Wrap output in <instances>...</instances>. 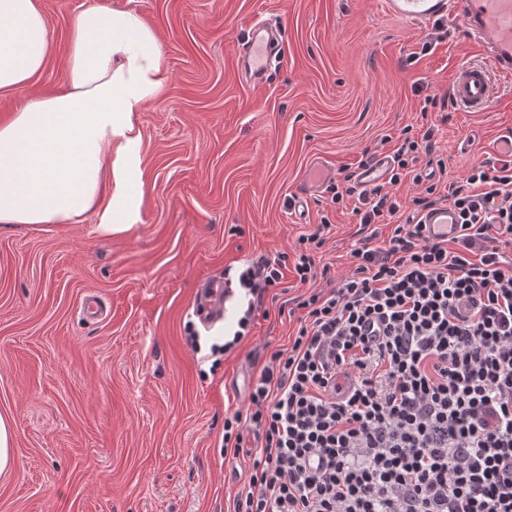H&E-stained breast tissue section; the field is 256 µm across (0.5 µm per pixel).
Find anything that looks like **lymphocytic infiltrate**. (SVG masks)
<instances>
[{
    "instance_id": "obj_1",
    "label": "lymphocytic infiltrate",
    "mask_w": 512,
    "mask_h": 512,
    "mask_svg": "<svg viewBox=\"0 0 512 512\" xmlns=\"http://www.w3.org/2000/svg\"><path fill=\"white\" fill-rule=\"evenodd\" d=\"M432 138L404 140L389 180L359 194L338 287L312 289L326 217L238 272L247 308L228 350L286 278L310 293L290 346L224 417L225 454L253 459L232 512H512V162L475 164L440 198L411 170ZM406 175L423 188L408 203ZM443 201L460 218L448 240L423 222Z\"/></svg>"
}]
</instances>
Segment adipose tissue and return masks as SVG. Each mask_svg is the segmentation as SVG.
<instances>
[{"label":"adipose tissue","instance_id":"ef3b65f1","mask_svg":"<svg viewBox=\"0 0 512 512\" xmlns=\"http://www.w3.org/2000/svg\"><path fill=\"white\" fill-rule=\"evenodd\" d=\"M38 0H0V92L28 85L50 54ZM68 82L0 124V225L76 223L102 212L96 233L139 220L141 133L136 115L163 86L162 48L130 11L92 7L72 26ZM113 191L98 199L103 172Z\"/></svg>","mask_w":512,"mask_h":512}]
</instances>
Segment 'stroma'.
<instances>
[{
    "label": "stroma",
    "instance_id": "1",
    "mask_svg": "<svg viewBox=\"0 0 512 512\" xmlns=\"http://www.w3.org/2000/svg\"><path fill=\"white\" fill-rule=\"evenodd\" d=\"M51 52L27 86L0 94V124L31 98L63 89L75 17L90 7L134 12L157 35L166 81L137 115L140 219L109 237L99 213L77 224L0 229V415L16 434L15 472L0 475V512H229L247 456L225 459L224 414L295 328L277 305L250 336L214 356L241 315L194 313L205 278L261 254L292 252L321 216L328 279L351 265L354 198L293 196L323 161L341 188L402 134L433 131L439 187L499 157L512 132V86L487 112H442L454 70L479 60L452 28H421L380 0H39ZM284 30L269 84L240 77L234 48L255 17ZM320 279L316 288L327 286ZM96 297L99 320L83 319Z\"/></svg>",
    "mask_w": 512,
    "mask_h": 512
}]
</instances>
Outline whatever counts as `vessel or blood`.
<instances>
[{
  "label": "vessel or blood",
  "mask_w": 512,
  "mask_h": 512,
  "mask_svg": "<svg viewBox=\"0 0 512 512\" xmlns=\"http://www.w3.org/2000/svg\"><path fill=\"white\" fill-rule=\"evenodd\" d=\"M383 6L414 24L437 21L460 27L482 51L479 62L456 69L450 94L465 112L491 109L500 87L512 82V0H382ZM283 38L266 22H252L236 47V66L250 83L266 85ZM427 233L449 239L459 231L456 212L445 205L429 209L424 217ZM230 292L222 275L206 280L196 294V315L206 324L223 320Z\"/></svg>",
  "instance_id": "1"
}]
</instances>
